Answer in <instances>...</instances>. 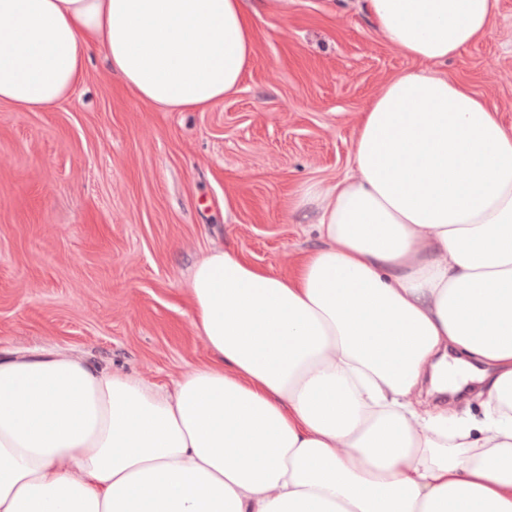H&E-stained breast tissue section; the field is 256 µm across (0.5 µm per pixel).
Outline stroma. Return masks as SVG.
<instances>
[{
  "label": "stroma",
  "mask_w": 512,
  "mask_h": 512,
  "mask_svg": "<svg viewBox=\"0 0 512 512\" xmlns=\"http://www.w3.org/2000/svg\"><path fill=\"white\" fill-rule=\"evenodd\" d=\"M412 65L362 0H288L258 17L240 91L205 111L139 103L98 50L54 108L0 104V350L157 384L209 362L191 268L224 247L288 275L319 244L296 192L348 172L365 105ZM445 69L512 128V0Z\"/></svg>",
  "instance_id": "stroma-1"
}]
</instances>
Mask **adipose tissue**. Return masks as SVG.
<instances>
[{
  "label": "adipose tissue",
  "instance_id": "1",
  "mask_svg": "<svg viewBox=\"0 0 512 512\" xmlns=\"http://www.w3.org/2000/svg\"><path fill=\"white\" fill-rule=\"evenodd\" d=\"M364 5L414 65L366 105L350 173L300 190L319 246L288 276L231 249L198 262L213 361L172 385L0 354V512H512V128L434 69L498 0ZM257 11L0 0V103L49 110L98 48L139 102L205 110L239 92ZM461 374L481 418L412 403Z\"/></svg>",
  "mask_w": 512,
  "mask_h": 512
}]
</instances>
